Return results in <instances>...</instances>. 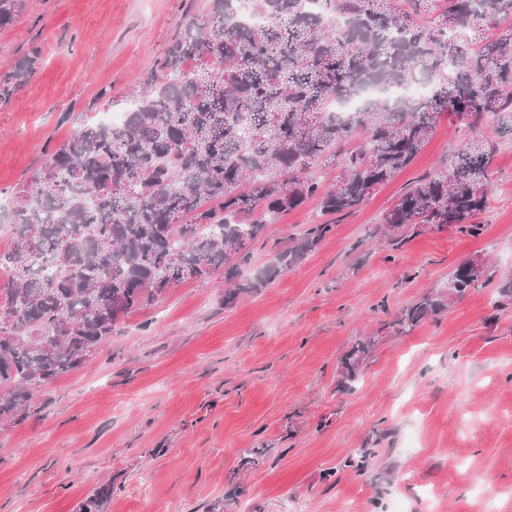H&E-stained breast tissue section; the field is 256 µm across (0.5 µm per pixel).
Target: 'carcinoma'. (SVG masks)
Returning a JSON list of instances; mask_svg holds the SVG:
<instances>
[{"mask_svg": "<svg viewBox=\"0 0 512 512\" xmlns=\"http://www.w3.org/2000/svg\"><path fill=\"white\" fill-rule=\"evenodd\" d=\"M27 0H0V28ZM42 50L0 70V106ZM424 81L419 100L333 103L367 85ZM125 124L76 129L14 192L0 301V419L29 413L34 392L78 370L133 309L173 284L224 269V305L267 286L331 231L311 224L274 263L240 277L250 248L311 198L348 213L408 168L448 113L470 134L450 162L405 190L376 233L398 248L453 226L476 236L500 143L512 142V0H212L167 44L131 99ZM491 123L493 136L483 134ZM358 141L332 185L320 164ZM491 274L473 256L452 273L457 296ZM448 309L436 289L383 325L410 334ZM378 342L355 338L337 367L350 390ZM105 484L77 512H106Z\"/></svg>", "mask_w": 512, "mask_h": 512, "instance_id": "carcinoma-1", "label": "carcinoma"}]
</instances>
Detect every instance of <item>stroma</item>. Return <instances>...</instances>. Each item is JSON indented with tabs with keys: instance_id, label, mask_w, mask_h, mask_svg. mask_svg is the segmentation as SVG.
Here are the masks:
<instances>
[{
	"instance_id": "1",
	"label": "stroma",
	"mask_w": 512,
	"mask_h": 512,
	"mask_svg": "<svg viewBox=\"0 0 512 512\" xmlns=\"http://www.w3.org/2000/svg\"><path fill=\"white\" fill-rule=\"evenodd\" d=\"M211 0H28L0 29V69L40 64L0 106V210L48 151L101 112L124 111L139 77ZM468 134L441 115L410 167L265 288L224 304V274L173 285L132 311L34 410L0 421V512H75L99 486L107 512H512V301L473 288L406 336L379 338L353 390L336 368L480 255L512 273V143L499 146L482 231L453 227L392 248L371 230ZM317 200L283 214L241 274L272 264ZM266 454L246 465L247 449Z\"/></svg>"
}]
</instances>
